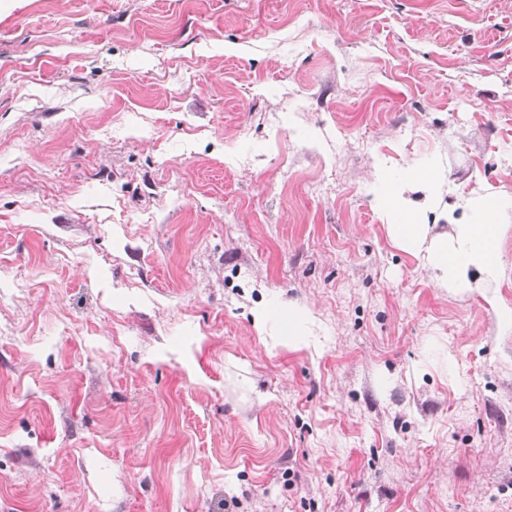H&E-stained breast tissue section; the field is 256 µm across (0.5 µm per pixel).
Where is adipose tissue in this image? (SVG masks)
Here are the masks:
<instances>
[{"instance_id": "obj_1", "label": "adipose tissue", "mask_w": 512, "mask_h": 512, "mask_svg": "<svg viewBox=\"0 0 512 512\" xmlns=\"http://www.w3.org/2000/svg\"><path fill=\"white\" fill-rule=\"evenodd\" d=\"M432 179L429 171L414 167L396 181L380 174L377 204L390 220L392 240L419 258L438 285L450 292L469 293L488 287L503 271L500 245L506 226L501 218L512 211V199L497 195L456 199L453 207L461 211V219L451 222L449 232L434 236L429 225L416 221L404 197L406 188L425 185Z\"/></svg>"}]
</instances>
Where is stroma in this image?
I'll list each match as a JSON object with an SVG mask.
<instances>
[{"instance_id": "stroma-1", "label": "stroma", "mask_w": 512, "mask_h": 512, "mask_svg": "<svg viewBox=\"0 0 512 512\" xmlns=\"http://www.w3.org/2000/svg\"><path fill=\"white\" fill-rule=\"evenodd\" d=\"M410 166L512 197V0H0V512H512Z\"/></svg>"}]
</instances>
